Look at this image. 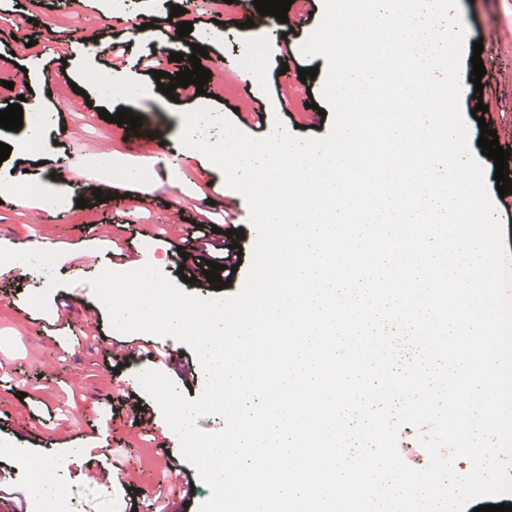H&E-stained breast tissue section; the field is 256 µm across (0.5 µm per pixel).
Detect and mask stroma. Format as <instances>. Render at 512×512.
Returning a JSON list of instances; mask_svg holds the SVG:
<instances>
[{"label":"stroma","mask_w":512,"mask_h":512,"mask_svg":"<svg viewBox=\"0 0 512 512\" xmlns=\"http://www.w3.org/2000/svg\"><path fill=\"white\" fill-rule=\"evenodd\" d=\"M255 12L252 0L240 10L217 11L212 4L187 9L184 20L194 31L209 32V61L239 84L235 97L220 85L171 101L155 79L138 68L115 73V80L141 89L134 100L108 95L100 75V53L89 51L85 38L100 42L125 38L129 23L156 22L144 40L129 47L136 58L148 47L191 55L185 39L173 38L169 0H0V55L16 56L27 70L34 96L42 98L50 117L44 142L33 150L24 132L0 128V142L11 153L0 162V185L22 180L37 194L17 201L0 196V445L24 448L47 459L64 487L67 512H142L159 481L182 480L194 492L183 512H198L211 494L196 469L180 453L178 440L160 445L167 424L145 395L138 374L150 361L128 358L114 368L109 349L121 341L104 307L95 299L89 279L103 269L124 271L117 257L125 251L137 265L152 264L184 292L211 297L209 288L182 283L177 248L194 221L205 213H229L240 224L244 246L253 249L256 233L249 224V207L230 190L221 172L196 150L183 147L179 134L183 113L208 105L228 116L243 133L268 135L282 122L298 136L322 137L332 116L309 108L320 99L328 65L324 57L305 58L300 47L320 23L323 0H293L288 25L246 27ZM470 45L463 51V72H470L472 42L495 26L496 39L481 58L489 76L483 93L485 121L501 146L512 148V0H459ZM287 39L291 55L276 59L277 40ZM29 41L18 50L19 41ZM317 68L315 79L300 81L298 71ZM126 108L139 115L136 131L101 119L99 109L116 113ZM265 112V124L255 128L254 111ZM112 154L108 171L116 184L112 199H89L79 217L57 219L47 208L53 193L71 199L84 194L82 173L94 168L101 151ZM142 172L138 184L118 181L125 170ZM111 229V237L94 234V227ZM45 242L55 260L51 279L34 270L13 277L22 241ZM149 407L150 423L134 422V404ZM150 466H143V456Z\"/></svg>","instance_id":"1"}]
</instances>
